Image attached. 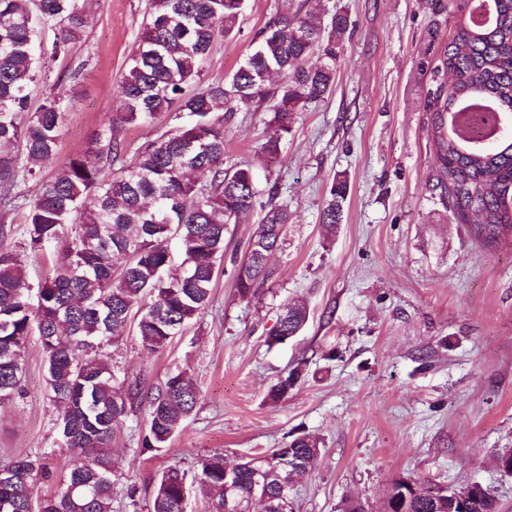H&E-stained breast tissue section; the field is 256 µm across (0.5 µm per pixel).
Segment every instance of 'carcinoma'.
I'll list each match as a JSON object with an SVG mask.
<instances>
[{"instance_id":"carcinoma-1","label":"carcinoma","mask_w":512,"mask_h":512,"mask_svg":"<svg viewBox=\"0 0 512 512\" xmlns=\"http://www.w3.org/2000/svg\"><path fill=\"white\" fill-rule=\"evenodd\" d=\"M458 15L452 38L432 69L431 141L436 187L462 218L472 214L473 236L494 242L512 231V138L491 151L476 148L484 138L486 117L472 115L468 129L456 126L463 107L477 100L512 114V0H490L492 19L470 21L472 0H448ZM242 0H149L146 20L131 64L115 83L122 104L119 123L149 124L167 112L178 125L160 134L126 160L114 125L102 130L81 152L46 181L37 167L55 158L71 95L60 86L76 78L85 63L52 78L40 58L67 57L85 28V0H0V400L21 391L24 351L38 337L45 382L58 406L56 426L63 443L83 459L67 474L60 493L51 496L53 512H112V441L124 423L127 405L147 404V428L140 452L169 442L192 412L197 388L184 372L169 375L144 395L138 383L123 386L104 359L106 347L134 324L142 346L165 347L211 303L217 259L224 256L227 225L249 214L257 202L256 181L248 167L224 169V118L241 105L268 104L271 131L260 146L268 166L281 162L280 143L290 116L323 101L335 82L336 58L349 32V18L336 13L328 26L298 6L262 28L254 48L229 75L201 76V64L214 45L233 32ZM54 29L50 49L43 33ZM281 80L272 84V75ZM44 81L51 88L31 109L30 88ZM346 185L332 186L322 224L335 229L341 220ZM21 213L23 248L59 255L31 299L23 255L6 243L14 227L9 216ZM289 221L288 209L272 206L237 263L236 288L254 297L274 270L269 266ZM75 234H67L68 227ZM180 266L172 269L171 242ZM125 263L115 268V258ZM307 310L284 306L278 325L297 335ZM294 367L269 390L280 400L302 379ZM318 442L298 435L271 459L300 461L313 469ZM243 460L230 489H224L222 458H202L193 475L168 466L154 493L152 512H186L184 487L204 493L209 512L224 505H249L264 499V512H282L283 496L294 491ZM52 472L40 457L0 463V512H39L35 487ZM398 495L388 496V512H450L437 504L469 493L472 512H501L490 488L474 482L441 486L398 480Z\"/></svg>"}]
</instances>
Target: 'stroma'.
Returning a JSON list of instances; mask_svg holds the SVG:
<instances>
[{
	"mask_svg": "<svg viewBox=\"0 0 512 512\" xmlns=\"http://www.w3.org/2000/svg\"><path fill=\"white\" fill-rule=\"evenodd\" d=\"M147 0H87L88 26L69 60L84 62L74 82L50 177L104 127L135 150L171 129L170 114L147 125L116 124L113 93L130 63ZM290 0H246L231 35L202 63L207 79L242 62L255 35ZM323 24L347 13L333 92L293 113L281 162L257 150L268 130L264 107H240L224 125V164H251L258 202L230 225L212 301L164 348H143L135 331L106 350L119 380L154 390L184 371L199 394L165 448L141 453L146 416L133 406L112 443L113 512H150L162 472H195L203 456L232 462L317 439L313 470L296 487V512H343L361 502L384 512L395 480L440 485L478 481L512 512V476L493 456L512 448V237L483 245L436 187L429 138L431 69L455 27L448 0H307ZM347 183L342 218L327 232L321 215L336 180ZM287 207L285 243L274 275L248 300L236 291L242 256L269 204ZM309 310L295 339L269 344L285 303ZM304 378L274 401L278 376ZM24 395L0 403V462L42 455L54 472L38 483L51 496L79 461L65 449L44 381L37 339L24 353Z\"/></svg>",
	"mask_w": 512,
	"mask_h": 512,
	"instance_id": "obj_1",
	"label": "stroma"
}]
</instances>
